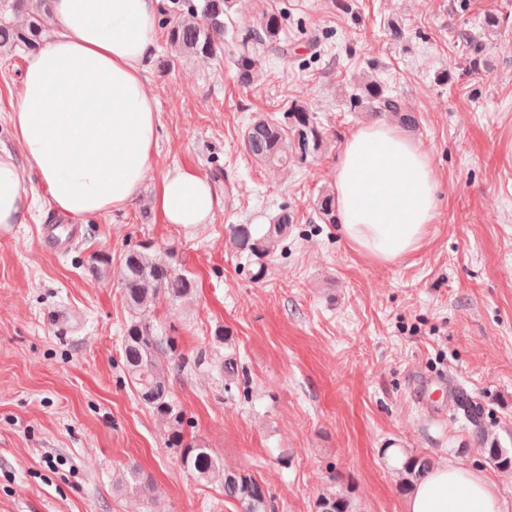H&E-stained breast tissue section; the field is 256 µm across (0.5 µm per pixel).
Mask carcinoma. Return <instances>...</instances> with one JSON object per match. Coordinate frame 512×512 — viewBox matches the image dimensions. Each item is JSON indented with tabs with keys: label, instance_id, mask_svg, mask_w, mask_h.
Returning <instances> with one entry per match:
<instances>
[{
	"label": "carcinoma",
	"instance_id": "carcinoma-1",
	"mask_svg": "<svg viewBox=\"0 0 512 512\" xmlns=\"http://www.w3.org/2000/svg\"><path fill=\"white\" fill-rule=\"evenodd\" d=\"M46 0H0V49L17 46L34 47L47 31L49 16L41 10ZM235 0H198L185 15L169 24L167 42L176 56L218 60L224 56L226 20L231 18ZM28 14V27L17 28L6 13ZM278 16L265 14L256 24L230 36L235 65L242 81L250 83L260 75L263 54L288 55L280 39ZM360 93L353 97L354 107L366 109L374 117L391 116L408 127L419 119L401 102L387 93L374 72L365 71L356 78ZM326 132L313 120L308 110L293 103L286 112V121L267 116L255 117L243 134L246 153L254 161L270 167H286L294 154L304 159L325 145ZM335 193H326L317 203L318 217L325 224L336 223ZM294 215L283 209L262 236L254 238L248 225L234 228V234L244 250L256 259L255 279L265 278L268 260L273 256L279 238L288 233ZM152 245L143 243L123 255L120 267L121 292L130 312L122 336L123 366L138 400L153 415L167 423L168 447L178 454L180 463L191 475L205 482H217L224 496L240 506V512H271L270 496L265 486L252 475L224 469L210 449L186 436L187 423L183 408L174 401L171 387L175 376L213 367L226 381L244 372L237 357L226 353L209 359L200 352L189 359L178 351L173 336H165L158 328L152 311L162 301L175 302L191 298L196 293V280L177 262L159 263L150 255ZM427 457L410 455L401 463L402 489H409L431 467ZM316 512H353L346 496L325 494L317 501Z\"/></svg>",
	"mask_w": 512,
	"mask_h": 512
}]
</instances>
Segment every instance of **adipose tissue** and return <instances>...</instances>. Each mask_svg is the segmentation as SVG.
Wrapping results in <instances>:
<instances>
[{
  "label": "adipose tissue",
  "mask_w": 512,
  "mask_h": 512,
  "mask_svg": "<svg viewBox=\"0 0 512 512\" xmlns=\"http://www.w3.org/2000/svg\"><path fill=\"white\" fill-rule=\"evenodd\" d=\"M166 0H50L52 37L24 64L13 137L0 150V226L25 223L34 205L24 172L60 212L86 220L127 207L154 158L158 107L144 83ZM335 198L345 242L391 263L419 250L439 212L431 155L395 126H362L336 163ZM211 183L186 169L166 174L157 206L166 223H210ZM407 512H502L491 482L468 465H433Z\"/></svg>",
  "instance_id": "obj_1"
}]
</instances>
